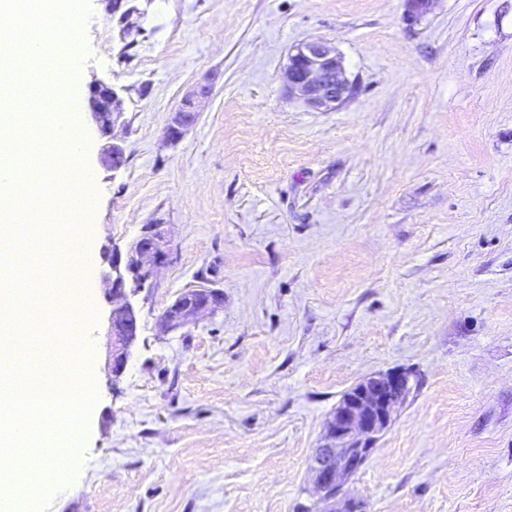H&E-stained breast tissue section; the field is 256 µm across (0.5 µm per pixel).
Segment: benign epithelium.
<instances>
[{"label": "benign epithelium", "mask_w": 512, "mask_h": 512, "mask_svg": "<svg viewBox=\"0 0 512 512\" xmlns=\"http://www.w3.org/2000/svg\"><path fill=\"white\" fill-rule=\"evenodd\" d=\"M112 18L116 19L119 37L126 40L141 32L146 13L139 0H108ZM433 0H407L404 20L415 24ZM344 67L336 51L321 42L303 43L288 54L285 79L290 94L315 110H331L348 101L354 87L343 76ZM125 89L95 80L88 85L87 110L101 135V162L125 154L124 140L117 130L125 126ZM210 88L199 86L191 91L182 105L171 113L165 128L169 141H179L196 119V101L205 99ZM172 238L168 225L161 221L145 226L142 234L122 248L112 245L104 276L107 302L108 335L112 343L108 369L112 381L124 373L132 346L139 336V310L132 297L156 285L160 271L169 263ZM224 305L223 291L198 285L180 292L157 320L161 334L168 335L186 328L199 318ZM412 386L409 375L394 371L369 376L342 395L328 417L323 437L313 449L308 462L319 512H365L363 500L345 491V483L368 462L374 446L389 429L393 414L405 402Z\"/></svg>", "instance_id": "obj_1"}]
</instances>
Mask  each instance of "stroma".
<instances>
[{
	"label": "stroma",
	"instance_id": "obj_1",
	"mask_svg": "<svg viewBox=\"0 0 512 512\" xmlns=\"http://www.w3.org/2000/svg\"><path fill=\"white\" fill-rule=\"evenodd\" d=\"M84 54L49 57L78 101L129 88L126 162L85 156L98 400L82 456L36 512H298L342 394L389 371L412 391L348 483L368 512H512V0H151L122 47L90 0ZM324 41L354 97L289 95L298 44ZM184 138L164 134L195 86ZM173 250L120 383L107 369L103 250L154 220ZM216 314L160 335L186 288Z\"/></svg>",
	"mask_w": 512,
	"mask_h": 512
}]
</instances>
